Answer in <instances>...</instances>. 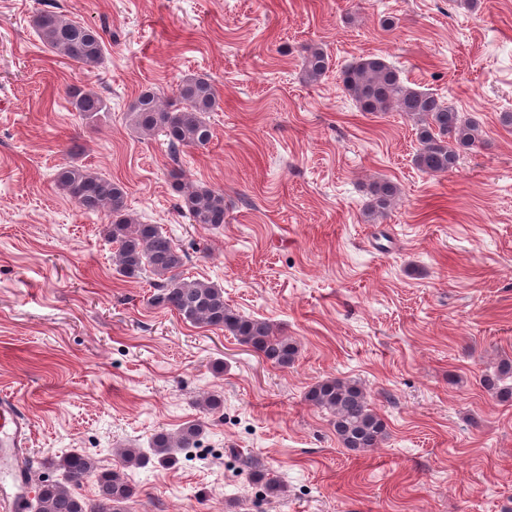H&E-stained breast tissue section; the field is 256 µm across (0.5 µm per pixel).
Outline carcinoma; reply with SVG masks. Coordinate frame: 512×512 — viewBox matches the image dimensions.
Instances as JSON below:
<instances>
[{"instance_id": "cac0c4a2", "label": "carcinoma", "mask_w": 512, "mask_h": 512, "mask_svg": "<svg viewBox=\"0 0 512 512\" xmlns=\"http://www.w3.org/2000/svg\"><path fill=\"white\" fill-rule=\"evenodd\" d=\"M41 42L55 54L80 64L88 71L103 60L105 41L99 29L82 25L54 10H42L34 19ZM329 67L328 57L316 47H303V70L311 81L319 80ZM345 91L361 112H403L417 126L420 148L414 164L430 176L451 172L461 152L482 144L478 123L463 117L451 104L403 83L398 72L383 58L370 55L351 63L342 72ZM73 109L95 122L108 111L105 99L80 86L67 89ZM217 106V90L207 78L181 81L174 101H162L152 91L142 92L130 106L131 124L145 137L161 136L169 154L201 147L213 137L206 115ZM173 188L182 196L181 212L192 224H224V191L214 188L185 190L180 174L172 172ZM55 183L86 214H107L106 239L115 244L113 262L123 277L144 272L153 275L155 293L151 304L168 309L195 325L221 328L271 363H294L296 344L277 333L264 319L246 317L224 302V289L199 280H186L182 268L188 256L156 224H145L129 213L124 187L104 175L77 164L59 168ZM365 213L372 220L383 216L396 201L395 183L379 179L369 187ZM311 405L327 412L342 447L355 453L379 447L387 437L385 421L371 405L370 395L357 381L327 378L305 394ZM200 423H189L175 433L160 432L152 440V456L169 462L178 450L194 448ZM63 479L43 482L38 488L34 512H124L123 505L135 494L134 487L117 469L104 470L90 456L73 452L61 460ZM92 478L98 499L91 504L73 488Z\"/></svg>"}]
</instances>
